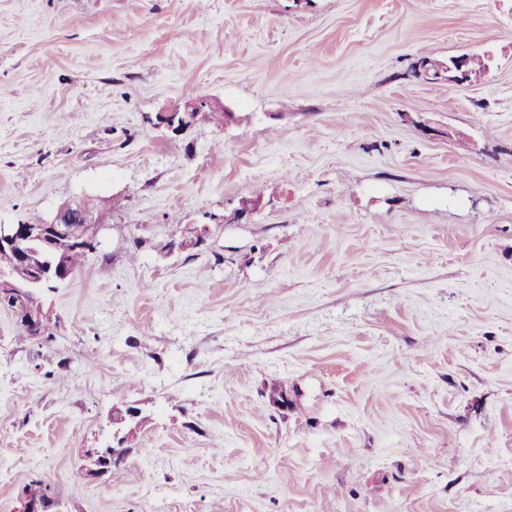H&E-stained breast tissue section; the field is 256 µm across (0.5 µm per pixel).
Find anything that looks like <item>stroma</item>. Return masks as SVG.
Returning <instances> with one entry per match:
<instances>
[{"label": "stroma", "instance_id": "obj_1", "mask_svg": "<svg viewBox=\"0 0 512 512\" xmlns=\"http://www.w3.org/2000/svg\"><path fill=\"white\" fill-rule=\"evenodd\" d=\"M461 54L482 82L410 74ZM188 96L239 120L157 126ZM85 196L120 206L48 331L0 310V512L35 479L55 512H512V0H0V224ZM141 411L134 407L117 409L112 412V441L123 443L138 426Z\"/></svg>", "mask_w": 512, "mask_h": 512}]
</instances>
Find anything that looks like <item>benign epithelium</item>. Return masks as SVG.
<instances>
[{
    "instance_id": "7a95c632",
    "label": "benign epithelium",
    "mask_w": 512,
    "mask_h": 512,
    "mask_svg": "<svg viewBox=\"0 0 512 512\" xmlns=\"http://www.w3.org/2000/svg\"><path fill=\"white\" fill-rule=\"evenodd\" d=\"M469 57L461 56L453 65L439 66L430 60H420L413 65V73L425 80H437L447 74L450 83H459L458 77L468 78V82L482 79L478 75L470 78ZM204 108L222 110L224 106L207 99L186 97L181 102L159 113L158 124L173 131L181 132L192 126V113ZM96 215L85 198H75L56 211L46 224H0V248L14 249L24 259L30 260L31 275L24 284L15 282L6 273L0 275V306L9 310L19 321L46 329L48 315L44 311L40 295L51 292L71 276V268L52 256L39 260L30 257L28 246L33 244H53L61 239L75 243L77 249H91L97 245L91 229L95 227ZM141 411L134 407L112 412V439L121 444L129 438L138 426ZM18 512H48V499L45 495L23 492L21 509Z\"/></svg>"
}]
</instances>
